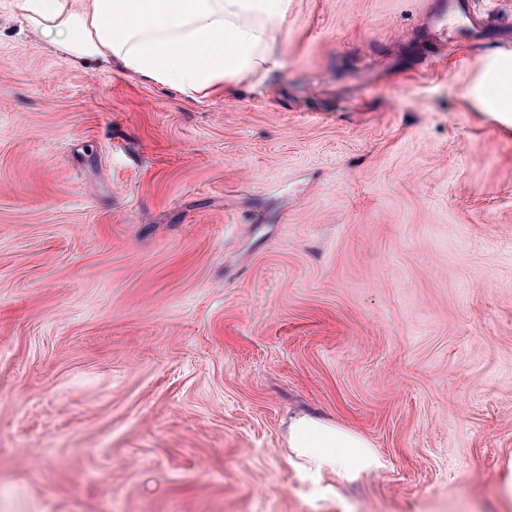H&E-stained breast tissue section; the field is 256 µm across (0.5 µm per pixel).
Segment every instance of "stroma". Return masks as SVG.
Returning a JSON list of instances; mask_svg holds the SVG:
<instances>
[{
    "label": "stroma",
    "instance_id": "obj_1",
    "mask_svg": "<svg viewBox=\"0 0 512 512\" xmlns=\"http://www.w3.org/2000/svg\"><path fill=\"white\" fill-rule=\"evenodd\" d=\"M0 0V512H512V0H292L252 89L74 64ZM386 463L299 470L288 419ZM434 3L441 5L434 14L438 24H440L441 21L447 20L449 24L451 19H459L462 17L474 20V8L470 0H448V2L438 1ZM478 102L487 112H512V62L509 57L500 58L490 68Z\"/></svg>",
    "mask_w": 512,
    "mask_h": 512
}]
</instances>
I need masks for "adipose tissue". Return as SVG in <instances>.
<instances>
[{"mask_svg": "<svg viewBox=\"0 0 512 512\" xmlns=\"http://www.w3.org/2000/svg\"><path fill=\"white\" fill-rule=\"evenodd\" d=\"M290 0H22L27 29L75 62L95 60L189 98L232 92L277 67ZM512 112V59L490 68L478 95ZM301 469L356 477L383 468L372 443L347 427L301 415L288 423Z\"/></svg>", "mask_w": 512, "mask_h": 512, "instance_id": "ef3b65f1", "label": "adipose tissue"}]
</instances>
